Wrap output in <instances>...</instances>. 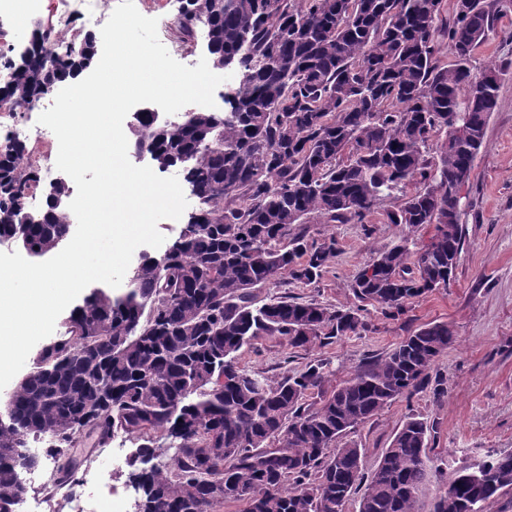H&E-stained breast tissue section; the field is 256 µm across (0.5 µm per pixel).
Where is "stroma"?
<instances>
[{
  "mask_svg": "<svg viewBox=\"0 0 512 512\" xmlns=\"http://www.w3.org/2000/svg\"><path fill=\"white\" fill-rule=\"evenodd\" d=\"M134 4L142 15L157 19L160 42L175 50L178 0ZM57 6V0H33L31 13L14 24L8 0H0V19L7 22L0 61L28 41L35 24L54 26ZM471 65L477 72L489 66L503 67L504 72L484 144L462 189L464 246L448 287L412 300L396 318L369 309L366 332L326 347L291 349L278 338L265 337L239 353L242 367L272 382L286 369L327 357L336 368L332 381L337 384L364 361L385 355L425 325L449 323L456 341L432 369L444 380L446 395L437 400L431 389H423L411 399L394 402L351 435L370 472L407 416L418 415L432 425L427 452L438 458L442 472L432 477L421 512H433L445 475L512 451V11L499 18L494 31L474 50ZM392 206L389 200L380 203L361 224L310 225L311 237L335 236L340 255L316 285L287 282L283 292L313 296L334 307L355 305L352 284L363 263L402 234L401 227L383 219ZM119 448L130 451L134 444L118 434L103 446L88 443L75 449L73 472L60 485L43 483L39 469L24 472L28 493L22 512H96V493L103 481L120 492L112 512H135L138 494L129 481L128 462L115 459Z\"/></svg>",
  "mask_w": 512,
  "mask_h": 512,
  "instance_id": "35a3bbf8",
  "label": "stroma"
}]
</instances>
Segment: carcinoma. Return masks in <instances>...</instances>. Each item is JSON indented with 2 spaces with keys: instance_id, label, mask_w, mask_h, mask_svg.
<instances>
[{
  "instance_id": "1",
  "label": "carcinoma",
  "mask_w": 512,
  "mask_h": 512,
  "mask_svg": "<svg viewBox=\"0 0 512 512\" xmlns=\"http://www.w3.org/2000/svg\"><path fill=\"white\" fill-rule=\"evenodd\" d=\"M182 0L184 39L202 26L216 56L241 77L226 112H190L162 124L144 116L131 146L182 169L200 203L166 256L142 255L127 288L96 284L43 346L9 398L0 423V512L14 506L18 449L47 438L72 456L83 440L105 445L122 433L137 444L130 480L138 512H419L438 472L427 423L408 416L370 475L348 439L399 399L429 385L437 358L454 342L445 323L428 324L331 392L332 361L319 358L276 382L241 367L238 352L268 336L291 349L321 347L368 329L366 305L390 317L410 300L448 285L463 240L462 187L497 106L502 69L472 72V52L497 11L485 0ZM34 31L0 99L22 108L75 79L92 38L63 57ZM442 38L453 59L436 57ZM250 52H239L242 42ZM443 134L433 145L432 137ZM25 149L0 150V239L43 256L67 237L70 217L47 204L43 222L16 224L20 200L38 182ZM420 187L412 193V184ZM401 199L386 223L407 229L369 258L352 285L355 307L272 296L258 286L288 278L317 283L339 255L336 238L308 239L304 225L363 223L379 201ZM434 225L411 248L408 232ZM165 440L166 445L158 444ZM174 450L171 463L143 465ZM512 490V453L448 475L434 512H492Z\"/></svg>"
}]
</instances>
